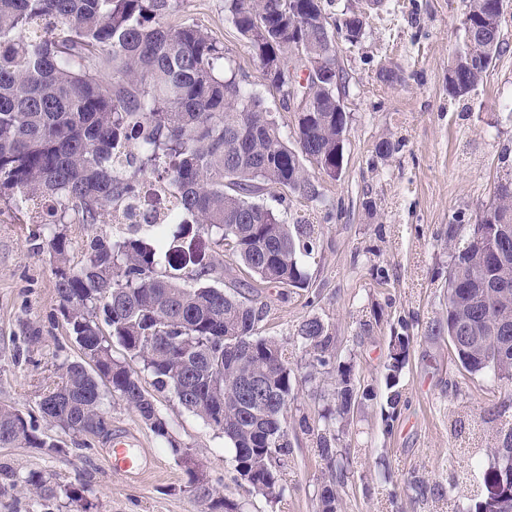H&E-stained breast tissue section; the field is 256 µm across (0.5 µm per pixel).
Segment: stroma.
Returning <instances> with one entry per match:
<instances>
[{
    "label": "stroma",
    "instance_id": "stroma-1",
    "mask_svg": "<svg viewBox=\"0 0 512 512\" xmlns=\"http://www.w3.org/2000/svg\"><path fill=\"white\" fill-rule=\"evenodd\" d=\"M501 27L508 46L475 91L448 94V68L459 42L463 0H327L329 17L364 13L358 43L336 40L344 78L336 87L347 113L343 173L320 178L321 201L297 195L264 202L288 222L312 225L314 258L304 259L303 288L269 287L257 335L290 346L296 374L308 361L290 342L298 324L315 316L336 335L337 363L348 364L361 384L378 386L375 400L354 414L337 447L350 448L349 474L339 493L344 512H455L468 507L479 487L474 464L493 461L487 449V409L504 387L492 376L462 370L448 339L429 329L447 304L448 226L458 223L465 242L494 196L501 156L512 151V0ZM175 22H195L223 42L239 78L262 92L285 135L295 116L266 87L258 61L224 19V0H184ZM388 140L393 152L375 146ZM42 225L25 223L0 204V403L37 415L38 401L58 381L57 366L76 359L78 346L60 312L54 265L37 249ZM410 339L398 388L400 403L388 416L384 388L393 336ZM330 374L297 384L286 426L291 453L279 479L278 502L255 496L236 478L230 443L218 429L185 411L167 393L154 402L170 435L203 465L209 483L246 512H317V490L328 467L299 419L318 425L327 404ZM110 438L67 436L63 450L0 448V484L30 473L49 476L57 495L52 512H72L64 491L84 489L92 512H202L183 465L149 425L121 402L106 405ZM138 449L143 472H112L106 455L114 439ZM417 478L455 485L457 500L415 497Z\"/></svg>",
    "mask_w": 512,
    "mask_h": 512
}]
</instances>
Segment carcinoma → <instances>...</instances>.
Here are the masks:
<instances>
[{
  "instance_id": "cac0c4a2",
  "label": "carcinoma",
  "mask_w": 512,
  "mask_h": 512,
  "mask_svg": "<svg viewBox=\"0 0 512 512\" xmlns=\"http://www.w3.org/2000/svg\"><path fill=\"white\" fill-rule=\"evenodd\" d=\"M181 0H0V200L29 223L46 226L44 245L56 264L60 312L80 357L60 365L61 384L44 393L42 417L65 434H82L108 416L105 401L122 402L160 437L166 422L141 384L136 362L159 392L170 393L187 412L220 430L232 445L234 469L255 494L284 496L278 471L288 462L285 429L297 377L288 349L255 334L263 317L259 289L303 288L302 259L317 248L311 229L290 225L257 201L270 192L320 199L318 176L343 167L347 116L336 107V36L342 21L329 20L323 0H224V14L263 71L286 85L291 43L319 66L320 76L295 113L288 142L262 94L226 71L224 43L201 26L166 23ZM448 93L469 94L507 47L500 39L505 0H465ZM112 77L100 76L102 70ZM173 188L181 234L209 236L214 246L254 276L250 296L232 295L203 282L224 269L214 256L189 260L156 224L129 225L121 235L86 239L85 258L71 263L64 224L93 226L141 198L147 176ZM501 192L483 210L470 238L448 265L446 315L432 328L448 336L461 367L512 383V167ZM129 361L112 357L101 325ZM471 340L457 343L461 330ZM296 343L309 355L314 380L336 358L334 336L321 319L299 323ZM409 337L396 336L386 379L394 388L404 367ZM96 364L101 374L88 365ZM333 404L316 434L329 475L318 490L319 512H341L337 487L345 484L344 457L336 447L340 423L358 398L376 397L356 384L351 367L338 370ZM183 464L194 497L207 512H244L236 499L205 480L202 463L169 441ZM61 450L38 432L21 410L0 404V448ZM495 464L482 481L499 484L512 503V423L488 439ZM26 485L50 512V481L32 473ZM417 496L453 492L436 482H410Z\"/></svg>"
}]
</instances>
